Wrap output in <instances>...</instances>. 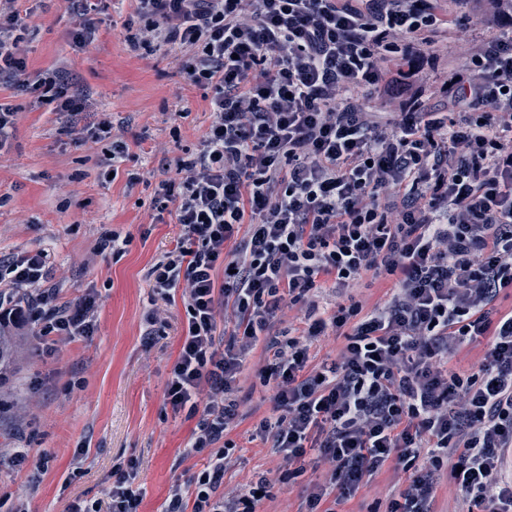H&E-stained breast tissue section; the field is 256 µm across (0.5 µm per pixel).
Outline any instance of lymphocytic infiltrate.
Segmentation results:
<instances>
[{
	"mask_svg": "<svg viewBox=\"0 0 512 512\" xmlns=\"http://www.w3.org/2000/svg\"><path fill=\"white\" fill-rule=\"evenodd\" d=\"M133 2L131 50L173 46L211 92L199 148L153 197L181 235L149 271L160 305L145 334L182 301L165 403L196 419L184 452L206 459L164 512H257L267 477L224 490L253 360L273 394L250 439L285 478L328 466L303 512H335L390 466L406 478L385 512H434L444 479L466 512H512V309L497 305L512 289V0ZM471 17L486 34L449 62L446 37ZM25 32L21 0H0V85L52 107L65 132L111 139L100 164L113 168L129 143L107 119L74 129L86 92L60 69L30 78ZM50 268L43 249L0 257V326L92 335L93 298L58 303ZM366 277L384 300L320 304ZM330 333L342 347L317 358ZM473 344L478 368H449ZM136 476L135 462L113 467L111 512H139Z\"/></svg>",
	"mask_w": 512,
	"mask_h": 512,
	"instance_id": "obj_1",
	"label": "lymphocytic infiltrate"
}]
</instances>
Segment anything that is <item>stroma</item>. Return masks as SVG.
<instances>
[{
  "instance_id": "35a3bbf8",
  "label": "stroma",
  "mask_w": 512,
  "mask_h": 512,
  "mask_svg": "<svg viewBox=\"0 0 512 512\" xmlns=\"http://www.w3.org/2000/svg\"><path fill=\"white\" fill-rule=\"evenodd\" d=\"M28 73L63 68L86 90L88 107L76 127L108 115L130 145L108 179L99 161L110 140L74 145L61 135L56 113L30 107L28 97L0 87V100L17 105L15 124L0 145V254L48 250L53 267L47 285L58 301L94 295L93 336L62 340L46 355L39 339H24L18 372L0 396V449L29 448L46 456L45 469L0 466V512L25 504L28 512H66L76 499L108 512L112 467L135 461L140 512H162L176 479L203 466L184 445L195 420L173 414L165 385L177 357L186 316L182 302L169 305L167 323L145 338L144 314L154 295L148 271L181 234L169 213L152 204L159 180L173 176L175 161L196 150L210 123L203 88L191 84L176 60L160 47L147 57L130 51L123 24L131 0H108L96 17L94 40L77 50L67 0H29ZM142 180L129 184L128 171ZM129 240L124 252L98 253L102 233ZM271 391L247 377L237 393L248 409L233 431L239 460L225 474L227 487L247 485L276 462L262 441H248L254 423L269 414ZM309 471L291 483L272 482L260 512H297ZM392 472L374 477L337 512H383L393 489Z\"/></svg>"
}]
</instances>
